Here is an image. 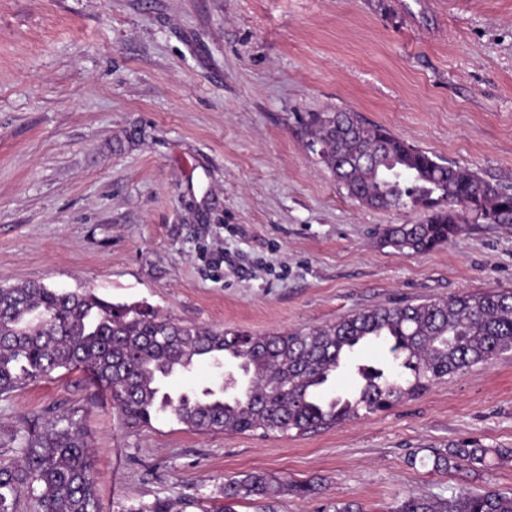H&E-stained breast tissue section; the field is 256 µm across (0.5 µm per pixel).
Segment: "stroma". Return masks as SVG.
Instances as JSON below:
<instances>
[{"instance_id": "stroma-1", "label": "stroma", "mask_w": 512, "mask_h": 512, "mask_svg": "<svg viewBox=\"0 0 512 512\" xmlns=\"http://www.w3.org/2000/svg\"><path fill=\"white\" fill-rule=\"evenodd\" d=\"M339 109L512 191V0H0V282L254 334L512 288V224L419 254L381 245L422 214L361 206L323 169L299 116ZM62 414L85 432L97 512H212L251 472L290 484L276 512L512 492V460L432 467L461 440L512 448V352L387 411L266 438L167 414L131 427L62 370L0 395V468L28 421Z\"/></svg>"}]
</instances>
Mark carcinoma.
I'll return each mask as SVG.
<instances>
[{
	"mask_svg": "<svg viewBox=\"0 0 512 512\" xmlns=\"http://www.w3.org/2000/svg\"><path fill=\"white\" fill-rule=\"evenodd\" d=\"M309 147L347 196L375 209L413 208L415 224L382 229L386 247L422 253L448 243L464 224H512V193L478 173L447 163L356 112H306ZM389 346V367L355 366L359 383L333 392L341 366L363 346ZM512 351V289L423 302L398 301L317 327L256 335L175 322L114 305L84 289L38 281L0 283V394L64 369L79 370L107 393L132 427L170 413L191 430L264 435L343 424L412 399L437 381ZM206 362L217 383L171 395L168 381ZM67 421V426L59 423ZM14 469H0V512H15L18 487L35 493L39 512H96L93 460L81 430L61 417L28 432ZM463 440L433 452L437 471L474 469L489 454ZM282 483L264 473L224 482V506L274 500ZM395 512H512V492L461 488L447 497L411 493Z\"/></svg>",
	"mask_w": 512,
	"mask_h": 512,
	"instance_id": "cac0c4a2",
	"label": "carcinoma"
}]
</instances>
